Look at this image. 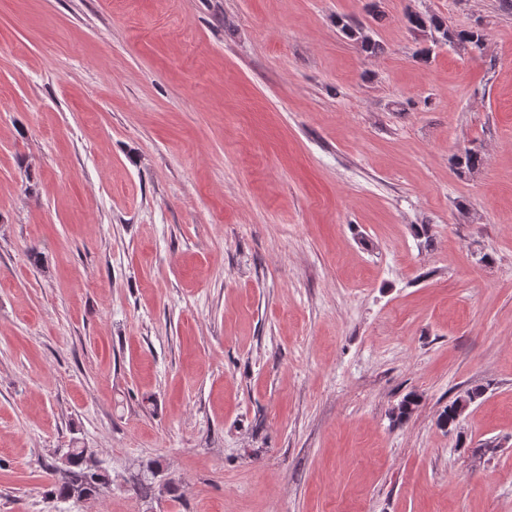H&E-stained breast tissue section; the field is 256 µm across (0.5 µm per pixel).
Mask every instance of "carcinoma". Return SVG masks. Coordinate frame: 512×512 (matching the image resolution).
<instances>
[{
    "label": "carcinoma",
    "mask_w": 512,
    "mask_h": 512,
    "mask_svg": "<svg viewBox=\"0 0 512 512\" xmlns=\"http://www.w3.org/2000/svg\"><path fill=\"white\" fill-rule=\"evenodd\" d=\"M406 21L414 34L435 45L444 43L462 48L468 46L477 50L479 58L487 57V34L481 28L454 27L435 13H410L406 15ZM337 26L349 39L355 41L361 52L375 55L381 51V45L363 32L361 24L341 19L337 21ZM452 163L459 176H473L482 169L484 157L478 149L464 147L453 154ZM481 395L480 390L472 389L467 391L465 396L450 402L440 413L439 425L448 430L456 428L466 408ZM416 405L415 395L403 397L391 409L392 424L399 426L409 420ZM67 453L66 461L57 466L60 478L52 485L50 495L64 500L91 499L101 495L111 474L105 469L99 470L91 466L87 462L84 449L77 445L67 449Z\"/></svg>",
    "instance_id": "1"
}]
</instances>
